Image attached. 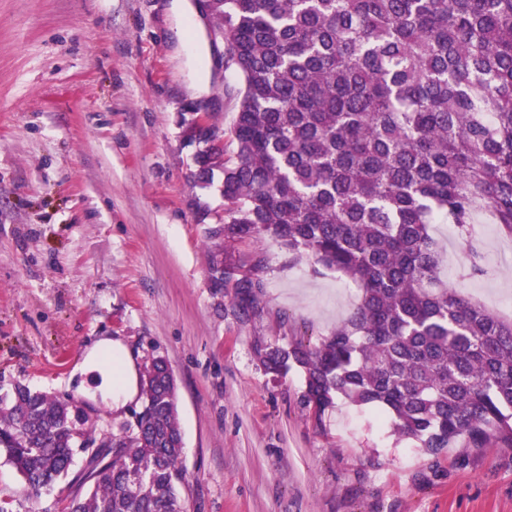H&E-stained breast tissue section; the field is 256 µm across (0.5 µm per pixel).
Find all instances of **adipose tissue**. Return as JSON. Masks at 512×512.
<instances>
[{
    "instance_id": "adipose-tissue-1",
    "label": "adipose tissue",
    "mask_w": 512,
    "mask_h": 512,
    "mask_svg": "<svg viewBox=\"0 0 512 512\" xmlns=\"http://www.w3.org/2000/svg\"><path fill=\"white\" fill-rule=\"evenodd\" d=\"M84 365L99 371L102 386L112 401L113 408L125 406L137 394V370L132 357L120 342L99 340L87 354Z\"/></svg>"
}]
</instances>
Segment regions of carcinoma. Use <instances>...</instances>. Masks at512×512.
Returning <instances> with one entry per match:
<instances>
[{"instance_id":"1","label":"carcinoma","mask_w":512,"mask_h":512,"mask_svg":"<svg viewBox=\"0 0 512 512\" xmlns=\"http://www.w3.org/2000/svg\"><path fill=\"white\" fill-rule=\"evenodd\" d=\"M241 79L228 149L188 123L194 182L223 174L224 214L198 211L211 286L256 313L270 237L349 277L360 303L317 344L256 348L265 373L302 371L318 413L344 398L439 454L465 436L512 447V322L438 284L433 224L470 242L479 214L512 236V0H209ZM166 359L72 493L69 512H183L182 433ZM84 438L67 404L0 396V456L28 491L66 478Z\"/></svg>"}]
</instances>
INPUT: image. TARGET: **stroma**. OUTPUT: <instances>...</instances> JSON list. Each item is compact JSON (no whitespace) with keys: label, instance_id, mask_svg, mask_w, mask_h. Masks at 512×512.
Returning <instances> with one entry per match:
<instances>
[{"label":"stroma","instance_id":"1","mask_svg":"<svg viewBox=\"0 0 512 512\" xmlns=\"http://www.w3.org/2000/svg\"><path fill=\"white\" fill-rule=\"evenodd\" d=\"M202 0H0V394L26 385L70 399L96 442L140 400L113 410L97 380L70 375L101 337L137 369L166 358L178 384L184 512H512V448L459 439L433 455L374 407H307L304 375L275 379L259 345L317 343L359 291L339 272L265 237L258 312L211 288L206 225L217 189L195 186L193 113L229 129L240 81ZM447 288L512 320V237L482 220L471 275L450 224H436ZM69 491L31 496L0 458V512H67Z\"/></svg>","mask_w":512,"mask_h":512}]
</instances>
